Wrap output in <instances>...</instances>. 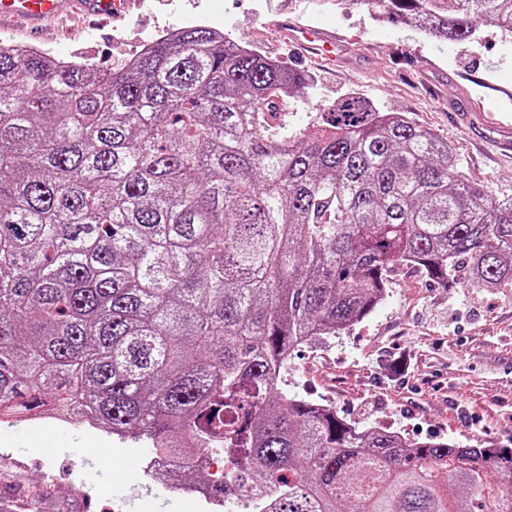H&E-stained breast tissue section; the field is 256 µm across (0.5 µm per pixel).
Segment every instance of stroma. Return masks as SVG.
I'll list each match as a JSON object with an SVG mask.
<instances>
[{"label":"stroma","instance_id":"35a3bbf8","mask_svg":"<svg viewBox=\"0 0 512 512\" xmlns=\"http://www.w3.org/2000/svg\"><path fill=\"white\" fill-rule=\"evenodd\" d=\"M192 17L282 65L309 74L312 88L298 98L289 127H304L318 106L348 93L387 112L408 113L448 140L466 176L501 199H512V153L496 149L476 109L512 122V38L482 27L479 46L437 44L418 37L396 17L374 14L364 0H178L162 12L157 0H127L115 28L92 29L75 17L71 36L32 40L18 26L0 44H36L59 56L100 67L135 55L143 39L181 27ZM310 25L336 32L333 61L292 43L288 28ZM281 392L329 400L362 428H384L419 442L437 437L462 448L512 449V288L480 290L429 280L410 264L394 265L384 299L345 334L292 356ZM29 421L0 425V499L11 512L34 503L67 512H206L181 489L150 494L145 472L111 471L109 449H135L106 432Z\"/></svg>","mask_w":512,"mask_h":512}]
</instances>
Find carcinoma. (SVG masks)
Here are the masks:
<instances>
[{
	"instance_id": "cac0c4a2",
	"label": "carcinoma",
	"mask_w": 512,
	"mask_h": 512,
	"mask_svg": "<svg viewBox=\"0 0 512 512\" xmlns=\"http://www.w3.org/2000/svg\"><path fill=\"white\" fill-rule=\"evenodd\" d=\"M377 1L439 43L512 33V0ZM309 86L203 25L109 68L0 45V422L145 440L221 501L275 490L249 512H486L512 450L409 444L278 389L397 263L512 288V200L354 93L269 123Z\"/></svg>"
}]
</instances>
